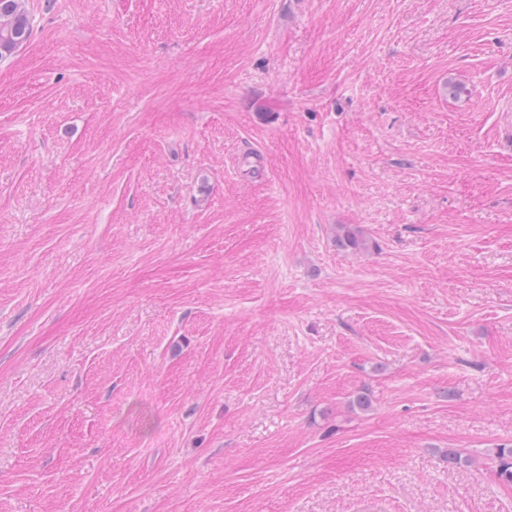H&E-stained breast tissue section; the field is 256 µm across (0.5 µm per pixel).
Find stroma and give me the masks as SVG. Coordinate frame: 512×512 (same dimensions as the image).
I'll use <instances>...</instances> for the list:
<instances>
[{
  "instance_id": "obj_1",
  "label": "stroma",
  "mask_w": 512,
  "mask_h": 512,
  "mask_svg": "<svg viewBox=\"0 0 512 512\" xmlns=\"http://www.w3.org/2000/svg\"><path fill=\"white\" fill-rule=\"evenodd\" d=\"M26 8L0 512H512V0ZM486 457L495 469L498 479L503 484L512 486V446L499 445V447L490 448Z\"/></svg>"
}]
</instances>
